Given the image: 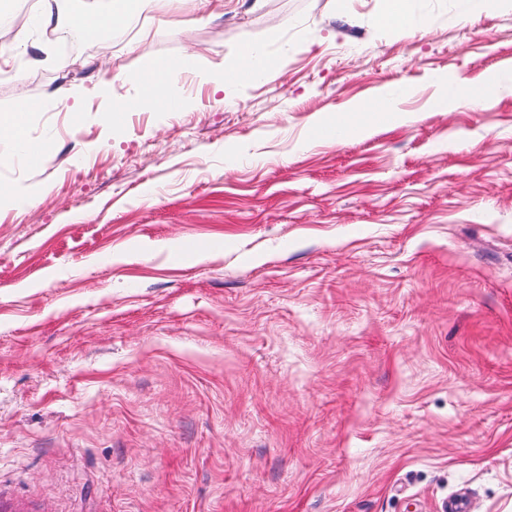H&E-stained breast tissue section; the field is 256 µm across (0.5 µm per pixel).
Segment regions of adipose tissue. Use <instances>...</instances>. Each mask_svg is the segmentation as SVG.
I'll return each instance as SVG.
<instances>
[{
  "mask_svg": "<svg viewBox=\"0 0 512 512\" xmlns=\"http://www.w3.org/2000/svg\"><path fill=\"white\" fill-rule=\"evenodd\" d=\"M59 2L60 0H39L37 18L16 17L14 37L8 41H0V63H9L26 45L30 26L35 23L50 30L60 39L67 38L72 31H80L88 41L97 44V58L103 73H111V48L103 42L101 34L109 29L124 27L129 22L134 0H107L105 8L86 7L66 16L60 13Z\"/></svg>",
  "mask_w": 512,
  "mask_h": 512,
  "instance_id": "1",
  "label": "adipose tissue"
}]
</instances>
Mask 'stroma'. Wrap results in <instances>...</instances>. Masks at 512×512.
I'll return each mask as SVG.
<instances>
[{"instance_id":"35a3bbf8","label":"stroma","mask_w":512,"mask_h":512,"mask_svg":"<svg viewBox=\"0 0 512 512\" xmlns=\"http://www.w3.org/2000/svg\"><path fill=\"white\" fill-rule=\"evenodd\" d=\"M138 0L95 46L36 27L0 113V512H512V0ZM262 77L225 87L244 44ZM172 72L161 112L138 76ZM409 87L408 122L321 118ZM457 91L463 105L444 111ZM138 108L111 117L118 103ZM386 9L382 23L391 27L404 28L415 25L414 18L408 10V0H385ZM30 101L27 96H22L13 109L12 112L3 113L0 116V144H1V158L10 157V150L14 151L19 141L26 138L25 129L29 118L34 112H30L27 117L26 125L18 124L14 121L15 111L26 105ZM345 117L340 120L333 121L329 118H323L318 122L319 127H326L323 129H316L315 135L318 138L325 139H336L339 137V133L335 128L329 126H341L346 130V139H349L355 135L366 132L368 124L363 120L362 116L366 112L362 107H355L347 111Z\"/></svg>"}]
</instances>
